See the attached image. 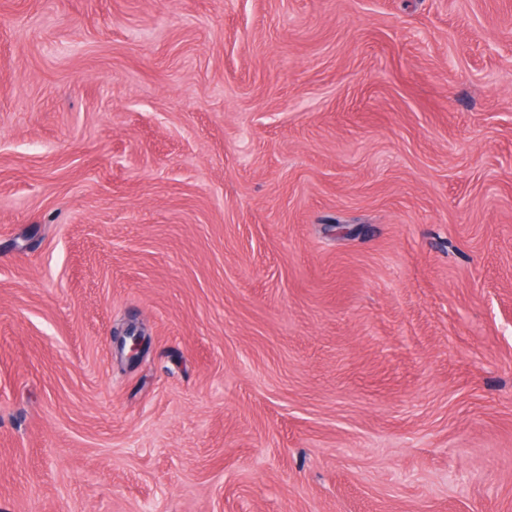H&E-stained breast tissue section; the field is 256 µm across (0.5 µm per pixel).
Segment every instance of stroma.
<instances>
[{"mask_svg":"<svg viewBox=\"0 0 512 512\" xmlns=\"http://www.w3.org/2000/svg\"><path fill=\"white\" fill-rule=\"evenodd\" d=\"M0 512H512V0H0Z\"/></svg>","mask_w":512,"mask_h":512,"instance_id":"stroma-1","label":"stroma"}]
</instances>
